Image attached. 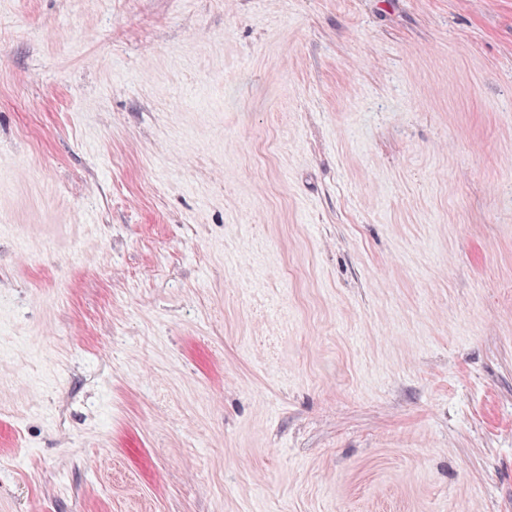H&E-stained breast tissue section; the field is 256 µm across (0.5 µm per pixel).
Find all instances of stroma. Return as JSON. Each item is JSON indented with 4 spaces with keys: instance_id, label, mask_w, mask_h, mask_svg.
<instances>
[{
    "instance_id": "obj_1",
    "label": "stroma",
    "mask_w": 512,
    "mask_h": 512,
    "mask_svg": "<svg viewBox=\"0 0 512 512\" xmlns=\"http://www.w3.org/2000/svg\"><path fill=\"white\" fill-rule=\"evenodd\" d=\"M0 512H512V0H0Z\"/></svg>"
}]
</instances>
